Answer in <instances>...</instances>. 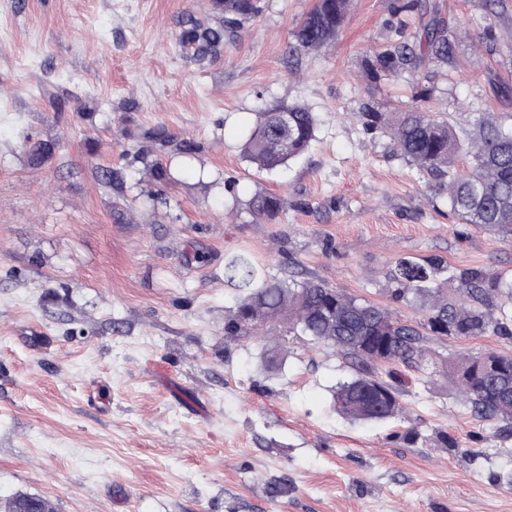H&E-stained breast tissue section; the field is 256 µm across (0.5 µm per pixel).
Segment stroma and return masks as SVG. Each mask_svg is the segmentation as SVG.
<instances>
[{
  "label": "stroma",
  "mask_w": 512,
  "mask_h": 512,
  "mask_svg": "<svg viewBox=\"0 0 512 512\" xmlns=\"http://www.w3.org/2000/svg\"><path fill=\"white\" fill-rule=\"evenodd\" d=\"M457 38L455 65L370 74L366 58L416 39L424 5ZM315 0H260L218 55L180 47L186 18L223 24L214 0H0V502L54 512H512V435L477 419L461 356L512 353V336H429V369L393 364L403 411L338 414L354 375L332 347L276 332L224 334L227 258L304 271L418 321L394 298L402 257L512 280V228L461 223L427 177L365 133L363 102L419 106L469 129L512 122V0H354L336 40L290 52ZM317 117L309 151L278 172L242 144L259 112ZM172 144L152 181L146 131ZM197 150L186 158L175 142ZM50 153L38 164L30 148ZM278 194L272 221L248 210ZM447 434L452 447H439Z\"/></svg>",
  "instance_id": "obj_1"
}]
</instances>
